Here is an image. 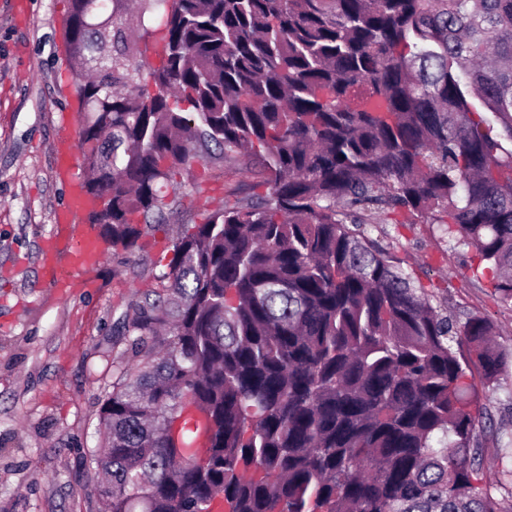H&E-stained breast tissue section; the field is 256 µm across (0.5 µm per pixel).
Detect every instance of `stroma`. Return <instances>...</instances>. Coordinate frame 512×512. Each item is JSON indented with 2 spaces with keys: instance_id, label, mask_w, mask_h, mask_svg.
<instances>
[{
  "instance_id": "obj_1",
  "label": "stroma",
  "mask_w": 512,
  "mask_h": 512,
  "mask_svg": "<svg viewBox=\"0 0 512 512\" xmlns=\"http://www.w3.org/2000/svg\"><path fill=\"white\" fill-rule=\"evenodd\" d=\"M70 0H0V512H101L93 455L98 414L112 390V325L171 258L167 230L199 221L235 189L266 194L248 159L183 172V207L130 252L108 251L91 292L63 293L38 261L64 201L57 147L78 140L76 88L63 54ZM387 244L424 288L458 316L488 318L512 353V304L474 277L475 250L437 224L388 228ZM496 434L481 437L485 469L512 465V367L481 393Z\"/></svg>"
}]
</instances>
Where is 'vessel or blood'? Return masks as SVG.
<instances>
[{"label":"vessel or blood","instance_id":"obj_1","mask_svg":"<svg viewBox=\"0 0 512 512\" xmlns=\"http://www.w3.org/2000/svg\"><path fill=\"white\" fill-rule=\"evenodd\" d=\"M59 173L67 189L66 202L56 217V231L41 248V263L46 277L54 287L66 289L72 286L73 275L83 276L84 287H94L88 274L99 267L105 251L91 228H76V218L87 211L91 203L78 188L75 164L69 145L59 150Z\"/></svg>","mask_w":512,"mask_h":512}]
</instances>
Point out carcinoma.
Returning <instances> with one entry per match:
<instances>
[{
    "mask_svg": "<svg viewBox=\"0 0 512 512\" xmlns=\"http://www.w3.org/2000/svg\"><path fill=\"white\" fill-rule=\"evenodd\" d=\"M98 2L64 26L98 236L160 229L194 162L269 186L176 232L116 323L105 512H502L477 385L512 355L372 231L444 225L512 303V0ZM189 399L202 461L167 434Z\"/></svg>",
    "mask_w": 512,
    "mask_h": 512,
    "instance_id": "1",
    "label": "carcinoma"
}]
</instances>
